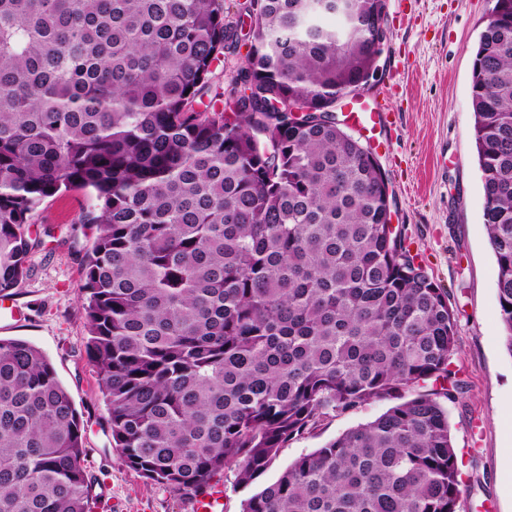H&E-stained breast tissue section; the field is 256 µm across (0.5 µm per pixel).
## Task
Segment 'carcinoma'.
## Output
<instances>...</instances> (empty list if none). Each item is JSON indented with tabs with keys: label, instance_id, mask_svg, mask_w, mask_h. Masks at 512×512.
Here are the masks:
<instances>
[{
	"label": "carcinoma",
	"instance_id": "obj_1",
	"mask_svg": "<svg viewBox=\"0 0 512 512\" xmlns=\"http://www.w3.org/2000/svg\"><path fill=\"white\" fill-rule=\"evenodd\" d=\"M313 2L249 0L225 94L224 0H0V294L44 244L38 207L89 190L85 352L128 468L183 498L226 471L247 487L326 419L392 400L242 512H458L448 291L329 111L376 72L384 0ZM290 102L321 116L294 122ZM471 105L512 353V0L480 33ZM86 432L44 353L0 338V512H91Z\"/></svg>",
	"mask_w": 512,
	"mask_h": 512
}]
</instances>
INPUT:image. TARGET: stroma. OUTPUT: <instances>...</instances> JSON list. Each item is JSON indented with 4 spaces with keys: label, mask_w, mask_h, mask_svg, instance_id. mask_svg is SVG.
Wrapping results in <instances>:
<instances>
[{
    "label": "stroma",
    "mask_w": 512,
    "mask_h": 512,
    "mask_svg": "<svg viewBox=\"0 0 512 512\" xmlns=\"http://www.w3.org/2000/svg\"><path fill=\"white\" fill-rule=\"evenodd\" d=\"M492 7V0H387L389 39L366 94L389 98L393 109L391 134L376 135L370 145L389 178L394 224L456 313L453 364L464 392L449 403L448 423L461 469L459 512H512V353L483 220L471 110L474 52ZM91 203L88 193L72 190L36 210L34 231H62L31 253L29 275L13 295L23 316L1 321L0 338L39 348L87 420L85 464L97 481L93 512H189L186 499L129 469L112 446L108 410L85 353L79 296L82 259L94 237L80 218ZM388 407L374 401L324 421L282 448L259 484Z\"/></svg>",
    "instance_id": "35a3bbf8"
}]
</instances>
